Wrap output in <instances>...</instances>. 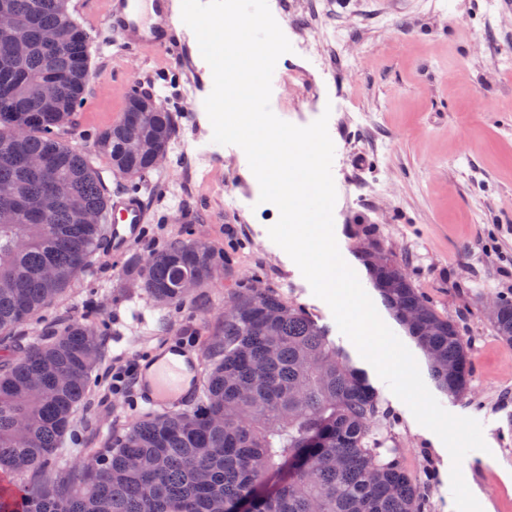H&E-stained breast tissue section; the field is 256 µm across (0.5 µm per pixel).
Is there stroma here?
<instances>
[{
    "instance_id": "stroma-1",
    "label": "stroma",
    "mask_w": 512,
    "mask_h": 512,
    "mask_svg": "<svg viewBox=\"0 0 512 512\" xmlns=\"http://www.w3.org/2000/svg\"><path fill=\"white\" fill-rule=\"evenodd\" d=\"M286 2L277 17L282 31L310 19L318 5L329 11L345 41L323 43L317 60L283 54L272 92L280 95L282 83L291 80L300 82L301 93L271 110L298 126L328 115L340 253L442 407L481 424L487 451L470 452L461 463L470 491L487 512H512V343L496 337L488 314L496 296H512V67L494 64L499 56H512V0ZM71 5L87 27L93 76L66 140L92 150L97 133L121 117L128 85L155 92L172 112L175 132L166 158L138 190L147 212L141 232L118 258L111 241L102 242L86 273L39 319L48 327L80 316L90 301L104 319L102 361L75 414L60 467H72L90 449L118 439L141 416L137 391L108 387L115 362L145 364L172 342L204 354L208 328L222 321L227 290L257 276L326 326L330 341L365 372L393 416L392 437L408 468L429 481L427 512H455L446 446L361 357L329 306L271 241L268 229L279 211L260 202L244 151L213 142L204 107L213 77L197 41L186 43L179 65L149 54L128 66L113 37L93 27L83 0ZM216 183L234 187L236 209H225L212 189ZM360 224L374 227L376 241L439 312L464 318L473 358L464 396L438 389L427 356L374 288L355 255L353 231ZM185 232L229 254L231 262L182 305L157 303L133 286L127 266Z\"/></svg>"
}]
</instances>
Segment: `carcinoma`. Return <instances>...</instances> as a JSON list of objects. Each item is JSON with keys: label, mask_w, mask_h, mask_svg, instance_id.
I'll return each instance as SVG.
<instances>
[{"label": "carcinoma", "mask_w": 512, "mask_h": 512, "mask_svg": "<svg viewBox=\"0 0 512 512\" xmlns=\"http://www.w3.org/2000/svg\"><path fill=\"white\" fill-rule=\"evenodd\" d=\"M70 0H3L17 28L0 33V344L60 300L112 231L106 189L93 161L141 180L152 153L168 149L170 112H141L150 94L129 95L121 118L100 131L94 152L62 140L75 125L90 81V43ZM54 32L49 50L44 36ZM57 87L42 111L41 88ZM46 157L47 177L22 162ZM393 315L428 357L438 386L467 393L471 343L461 320L440 313L402 264L374 269L360 257ZM227 260L182 236L137 265L132 282L161 304L177 305L186 279L205 287ZM414 318L406 319L407 312ZM512 343V298L490 313ZM0 363V477L49 475L39 491L0 487V512H230L263 481L288 477L254 512H426L427 490L386 445L391 418L363 372L303 308L273 289L242 283L224 297V324L212 333L200 401L172 414H144L112 446L80 467L58 466L60 448L103 357L97 308L50 330H34Z\"/></svg>", "instance_id": "cac0c4a2"}]
</instances>
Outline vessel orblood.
<instances>
[{
    "label": "vessel or blood",
    "instance_id": "b4317fda",
    "mask_svg": "<svg viewBox=\"0 0 512 512\" xmlns=\"http://www.w3.org/2000/svg\"><path fill=\"white\" fill-rule=\"evenodd\" d=\"M104 28L109 31L125 55L158 54L170 62L180 60L183 36L189 28H178L172 12V0H101ZM112 245L123 250L137 234L147 215L136 195L113 200ZM171 358L154 361L149 375L140 380V395L149 410L170 413L193 404L199 397L201 358L182 356L178 346H171Z\"/></svg>",
    "mask_w": 512,
    "mask_h": 512
}]
</instances>
